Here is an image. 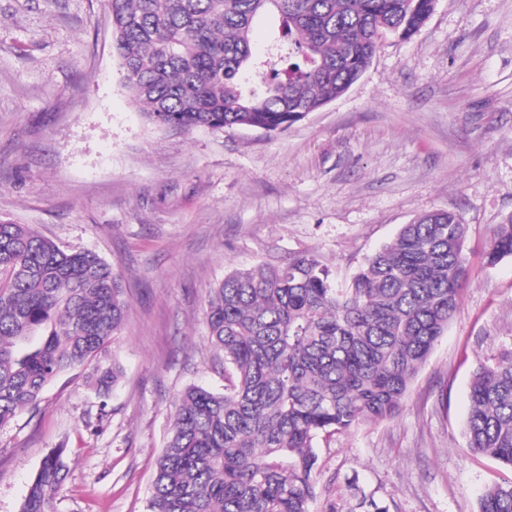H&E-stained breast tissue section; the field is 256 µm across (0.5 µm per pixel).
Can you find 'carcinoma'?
<instances>
[{
	"mask_svg": "<svg viewBox=\"0 0 512 512\" xmlns=\"http://www.w3.org/2000/svg\"><path fill=\"white\" fill-rule=\"evenodd\" d=\"M436 3L105 0L123 86L149 122L266 134L345 94L381 39L411 38ZM264 17L274 28L258 56L251 35ZM467 234L451 211L420 213L344 288L312 255L225 276L206 299L224 392L181 393L144 512H309L317 439L395 417L448 329L470 276ZM505 257L512 214L492 228L484 263ZM126 310L120 276L98 254L0 219V428L68 371L92 367L107 395L122 368L99 358ZM469 402L468 448L512 471V351L477 366ZM66 470L65 449L53 450L20 512H54ZM478 512H512V477L487 485Z\"/></svg>",
	"mask_w": 512,
	"mask_h": 512,
	"instance_id": "1",
	"label": "carcinoma"
}]
</instances>
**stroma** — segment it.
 <instances>
[{"label": "stroma", "instance_id": "obj_1", "mask_svg": "<svg viewBox=\"0 0 512 512\" xmlns=\"http://www.w3.org/2000/svg\"><path fill=\"white\" fill-rule=\"evenodd\" d=\"M469 228L473 279L392 420L318 440L310 512H478L511 472L463 427L478 363L512 348V257L485 266L512 213V0H438L411 39H383L342 97L277 135L184 133L130 103L104 0H0V218L122 277L124 324L102 365L52 381L0 428V512H20L43 459L65 448L56 512H144L189 385L220 392L205 299L232 271L310 254L345 287L417 214Z\"/></svg>", "mask_w": 512, "mask_h": 512}]
</instances>
